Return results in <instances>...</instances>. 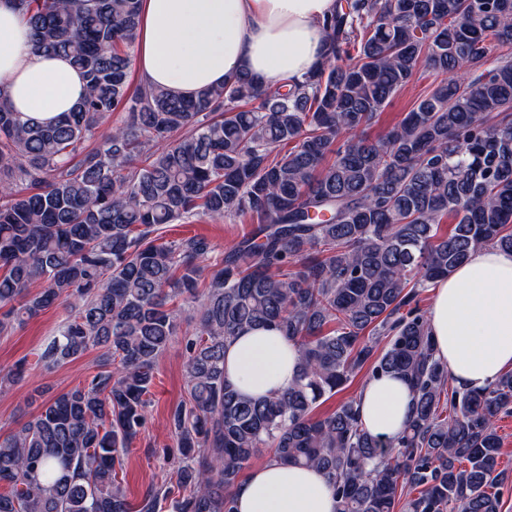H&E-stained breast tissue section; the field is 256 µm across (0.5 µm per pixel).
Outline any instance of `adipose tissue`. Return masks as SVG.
<instances>
[{"label": "adipose tissue", "mask_w": 512, "mask_h": 512, "mask_svg": "<svg viewBox=\"0 0 512 512\" xmlns=\"http://www.w3.org/2000/svg\"><path fill=\"white\" fill-rule=\"evenodd\" d=\"M335 8L336 0H142L138 77L189 98L244 71L264 85L304 76L324 60L323 23ZM0 90L13 111L42 122L86 93L66 57L35 49L14 0H0ZM426 317L456 386L493 383L512 368V252L477 250L437 281ZM224 375L247 397L281 393L297 379L298 351L278 331L247 329L226 342ZM356 406L368 432L392 440L412 412L413 390L401 377L369 380ZM235 498L239 512H336L321 471L274 461L251 468Z\"/></svg>", "instance_id": "1"}]
</instances>
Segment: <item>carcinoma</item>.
Listing matches in <instances>:
<instances>
[{"mask_svg": "<svg viewBox=\"0 0 512 512\" xmlns=\"http://www.w3.org/2000/svg\"><path fill=\"white\" fill-rule=\"evenodd\" d=\"M15 6L87 93L52 125L0 94V333L62 305L38 364L91 348L103 361L0 434V512H235L265 451L322 469L336 512H501L512 371L481 390L450 385L419 302L478 248L512 252V0H337L320 67L267 86L244 72L192 100L132 85L141 0ZM421 67L438 84L365 136ZM245 218L256 227L206 279L207 237L159 234ZM256 326L300 357L297 382L263 400L224 379L226 341ZM180 334L172 473L134 504L118 470ZM364 368L412 386L395 440L363 428L354 398L313 415ZM24 372L0 367V385Z\"/></svg>", "mask_w": 512, "mask_h": 512, "instance_id": "1", "label": "carcinoma"}]
</instances>
